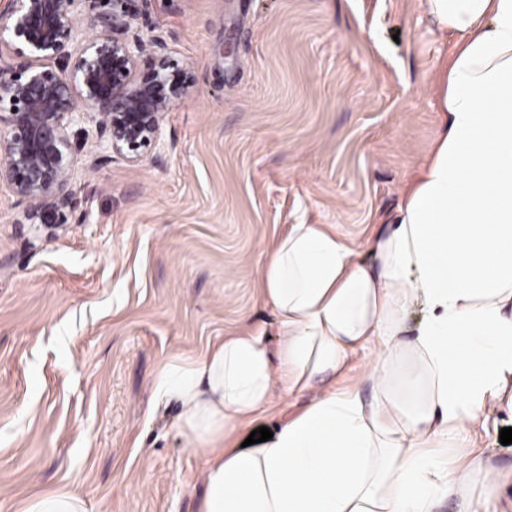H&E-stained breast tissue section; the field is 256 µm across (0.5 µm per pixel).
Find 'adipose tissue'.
Instances as JSON below:
<instances>
[{
  "label": "adipose tissue",
  "instance_id": "1",
  "mask_svg": "<svg viewBox=\"0 0 512 512\" xmlns=\"http://www.w3.org/2000/svg\"><path fill=\"white\" fill-rule=\"evenodd\" d=\"M424 7L456 37L434 85L443 130L366 240L371 264L327 225H289L259 270L277 350L247 328L154 376L207 458L199 512H435L450 498L492 512L467 493L489 468L454 447L512 383V0ZM416 305L425 315L407 342L403 315ZM366 346L372 400L355 384L314 390ZM278 388L314 397L260 447L231 445Z\"/></svg>",
  "mask_w": 512,
  "mask_h": 512
}]
</instances>
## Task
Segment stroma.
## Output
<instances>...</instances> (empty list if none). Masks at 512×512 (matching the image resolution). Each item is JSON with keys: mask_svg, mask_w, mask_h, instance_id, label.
<instances>
[{"mask_svg": "<svg viewBox=\"0 0 512 512\" xmlns=\"http://www.w3.org/2000/svg\"><path fill=\"white\" fill-rule=\"evenodd\" d=\"M138 25L194 77L167 112L162 157H99L75 126L66 224H22L0 184V512L43 490L87 512H198L207 460L153 378L244 326L279 336L258 288L291 224L358 243L390 219L443 114L431 88L454 38L420 0H140ZM275 393L236 435L297 413ZM499 408L475 443L512 512Z\"/></svg>", "mask_w": 512, "mask_h": 512, "instance_id": "35a3bbf8", "label": "stroma"}]
</instances>
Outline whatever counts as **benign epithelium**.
I'll return each instance as SVG.
<instances>
[{"mask_svg":"<svg viewBox=\"0 0 512 512\" xmlns=\"http://www.w3.org/2000/svg\"><path fill=\"white\" fill-rule=\"evenodd\" d=\"M136 0H0V184L24 206L18 224H65L77 206L69 129L135 164L160 146L166 112L193 77L168 43L135 27ZM95 36L73 48L76 26Z\"/></svg>","mask_w":512,"mask_h":512,"instance_id":"7a95c632","label":"benign epithelium"}]
</instances>
